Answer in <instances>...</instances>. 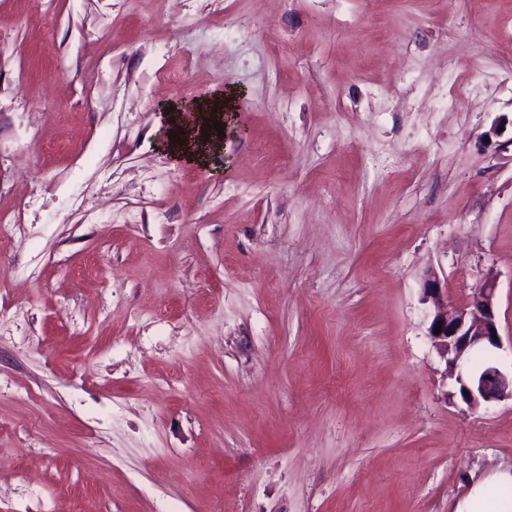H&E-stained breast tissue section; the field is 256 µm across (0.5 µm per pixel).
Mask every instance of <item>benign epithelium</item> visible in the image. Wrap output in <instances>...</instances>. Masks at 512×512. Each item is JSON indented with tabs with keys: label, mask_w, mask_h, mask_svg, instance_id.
Listing matches in <instances>:
<instances>
[{
	"label": "benign epithelium",
	"mask_w": 512,
	"mask_h": 512,
	"mask_svg": "<svg viewBox=\"0 0 512 512\" xmlns=\"http://www.w3.org/2000/svg\"><path fill=\"white\" fill-rule=\"evenodd\" d=\"M497 277L489 274L470 300L448 312L435 307L427 315L428 336L436 351L458 369L457 383L463 403L471 407H489L512 399V373L488 361L479 370L470 367L476 352L501 348L497 316ZM443 294L440 279L428 274L423 282V301H438ZM441 332L435 333V326Z\"/></svg>",
	"instance_id": "obj_1"
}]
</instances>
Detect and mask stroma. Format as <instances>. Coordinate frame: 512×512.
Wrapping results in <instances>:
<instances>
[{
    "instance_id": "1",
    "label": "stroma",
    "mask_w": 512,
    "mask_h": 512,
    "mask_svg": "<svg viewBox=\"0 0 512 512\" xmlns=\"http://www.w3.org/2000/svg\"><path fill=\"white\" fill-rule=\"evenodd\" d=\"M241 94L200 166L166 107ZM512 0H0V512H452L512 473L427 334L498 278Z\"/></svg>"
}]
</instances>
